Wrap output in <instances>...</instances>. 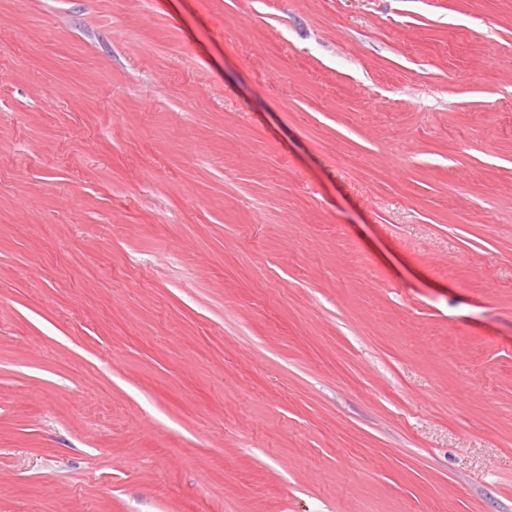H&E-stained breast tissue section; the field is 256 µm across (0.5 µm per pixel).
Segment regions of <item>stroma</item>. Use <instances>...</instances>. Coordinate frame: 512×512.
Wrapping results in <instances>:
<instances>
[{
  "instance_id": "35a3bbf8",
  "label": "stroma",
  "mask_w": 512,
  "mask_h": 512,
  "mask_svg": "<svg viewBox=\"0 0 512 512\" xmlns=\"http://www.w3.org/2000/svg\"><path fill=\"white\" fill-rule=\"evenodd\" d=\"M0 512H512V0H0Z\"/></svg>"
}]
</instances>
